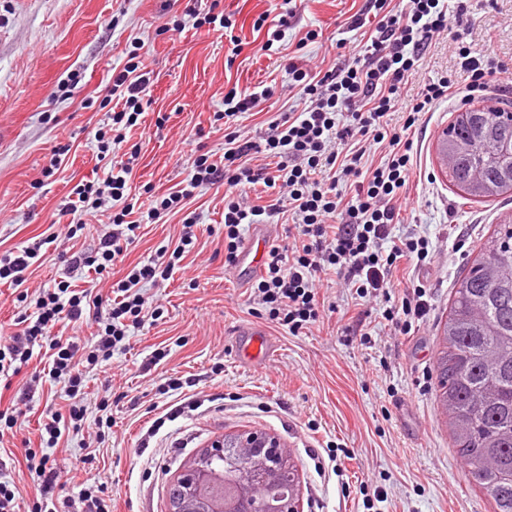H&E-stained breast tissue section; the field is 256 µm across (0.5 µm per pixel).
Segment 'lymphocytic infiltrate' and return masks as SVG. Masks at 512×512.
<instances>
[{
  "label": "lymphocytic infiltrate",
  "instance_id": "f902f5d3",
  "mask_svg": "<svg viewBox=\"0 0 512 512\" xmlns=\"http://www.w3.org/2000/svg\"><path fill=\"white\" fill-rule=\"evenodd\" d=\"M375 27L364 61L336 66L323 76L290 65L292 87L304 107L300 113H286L270 122L264 149L280 158L277 173L249 164L256 146L228 133L224 142V162H210L207 154L195 155L191 174L180 189L155 197L148 219L179 207L184 200L204 189L224 187V265L233 267L242 242L241 227L262 224L271 217L289 212L294 217L297 235L292 243L272 247L254 290L269 307V320L289 333L314 324L324 307L315 292L321 273L334 271L346 287L359 297H383L390 305L384 318L401 335H409L415 322L426 314L424 289H414L400 302H392L391 282L401 262L425 260L428 242L406 236L390 241L389 227L398 223L400 195L413 175V143L407 136L421 113L430 111L444 99L485 91L495 68L494 60L472 56L469 48L459 50L460 67L467 74L466 87H457L448 78L426 84L414 98L401 129H390L386 116L402 89L418 72L427 47L435 34L447 31L448 9L445 0H407L397 10L390 0H375ZM146 74L140 63L127 62L113 73L109 92L119 109L112 114L110 132H97V140L108 150L119 153L128 129L137 126L143 113L140 93ZM349 113L352 122L340 125L339 113ZM388 144L386 163L372 170L362 168L368 147ZM130 163L110 165L102 182L76 185L66 205L72 224L82 225L86 215L100 206L102 196L112 201V233L100 244L96 255L73 253L67 261L68 273L87 268L96 274L110 272L122 261L128 247L138 238L139 226L131 221L128 202ZM356 178L355 193L343 199L336 189L337 178ZM263 184L272 197L268 204L254 205L249 189ZM43 240L37 239L10 255L0 256V283L21 290L26 271L41 258ZM195 246L191 234H184L171 249L158 251L147 262L134 266L115 284L104 329L93 350L80 353L74 342L55 336L54 327L64 321H78L87 310L98 307L101 298L92 290H71L67 282L43 289L31 313L23 316L19 328L0 343V377L19 374L44 347L54 377L65 378L70 400L67 412L52 411L46 416L39 447L26 448L27 469L40 473L38 494L21 501L17 487L0 481V512H60L53 496L58 474L49 467L47 451L56 447L67 433L81 431L85 376L81 363L107 366L116 348L131 329L158 319L159 309L147 306L142 289L146 284L166 280L182 268L186 252Z\"/></svg>",
  "mask_w": 512,
  "mask_h": 512
}]
</instances>
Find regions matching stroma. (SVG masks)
I'll return each instance as SVG.
<instances>
[{
	"mask_svg": "<svg viewBox=\"0 0 512 512\" xmlns=\"http://www.w3.org/2000/svg\"><path fill=\"white\" fill-rule=\"evenodd\" d=\"M368 0H0V255L47 236L66 224L64 205L79 182L100 177L97 129L110 128L102 104L113 70L140 49L149 82L143 93L147 116L130 144L138 148L132 175L135 211L190 173L196 146L212 162L224 159V95L230 88H267L259 104L240 118L241 137L261 141L280 114L298 111L290 90L289 63L311 72L352 63L373 26ZM226 14L233 30L184 26L185 9ZM295 15L281 41L264 50L267 30L287 10ZM317 31L316 41L305 40ZM512 62V0H468L463 17L449 15L448 29L433 39L423 66L403 91L387 121L402 126L407 106L425 84L448 78L464 85L458 50ZM80 77L79 92L65 96L59 82ZM458 103L444 102L421 114L411 131L418 173L407 187L408 204L392 234L429 242V256L401 265L394 291L424 288L428 314L407 336L395 335L382 313L385 303L355 297L334 272L321 275L325 300L320 322L292 334L253 314L254 292L224 268V190L210 188L187 200L183 212L144 224L138 241L108 281L95 273L72 279L73 288L95 287L111 298V283L179 239L184 213H194L197 244L184 271L146 285L161 304L154 323L132 329L126 350L112 364L86 374V423L112 420L97 449L94 468L84 462L82 435L49 449L59 473L58 501L76 497L95 477L112 494V512H168L169 489L181 467L224 435L260 429L277 437L295 461L301 512H492L488 497L472 488L452 448L445 416L434 398V355L448 314L451 289L481 238L511 199L461 203L436 153L438 136ZM72 149L60 170L43 176L56 146ZM109 222L88 218L73 239L46 245L33 265L29 289L56 287L71 246L95 253ZM270 327L280 349L260 369L239 362L234 333L239 324ZM166 350L156 359V350ZM191 384L202 406L169 419L179 392L157 391L167 377ZM39 385L12 432V460L0 471L31 497L35 472L21 466L24 442L39 444L42 413L67 404L64 383L30 361L0 391L10 406L31 380ZM158 426L147 437L150 426Z\"/></svg>",
	"mask_w": 512,
	"mask_h": 512,
	"instance_id": "obj_1",
	"label": "stroma"
}]
</instances>
